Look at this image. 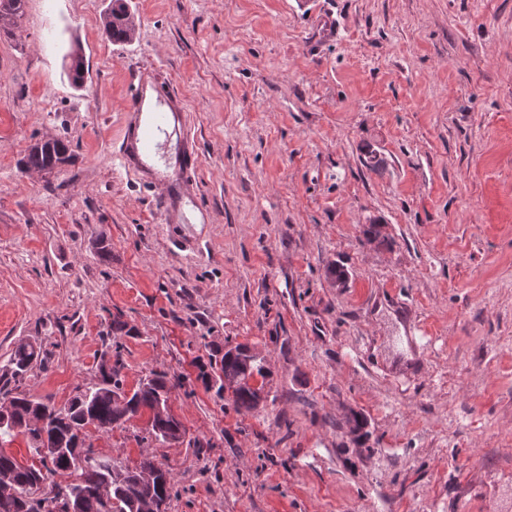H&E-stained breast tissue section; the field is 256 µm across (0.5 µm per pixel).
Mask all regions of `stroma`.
Here are the masks:
<instances>
[{"mask_svg": "<svg viewBox=\"0 0 512 512\" xmlns=\"http://www.w3.org/2000/svg\"><path fill=\"white\" fill-rule=\"evenodd\" d=\"M109 3L0 34V369L42 345L21 387L59 407L116 340L125 389L178 378L183 440L92 434L168 512H512V0H129L130 44ZM146 65L199 146L174 224L116 157ZM110 2V8L103 16V36L111 42L132 41L138 30L135 13L130 9L127 0H111ZM68 151V144L61 138L37 143L28 150L23 168L50 173L66 161ZM222 374H229L239 380V384L233 389L234 402L238 409L251 411L257 406V393L259 388H255L250 382L256 375L263 376L264 368L257 363L256 356H241L238 352L233 353L228 350L224 353L221 361ZM259 404V403H258Z\"/></svg>", "mask_w": 512, "mask_h": 512, "instance_id": "stroma-1", "label": "stroma"}]
</instances>
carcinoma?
Masks as SVG:
<instances>
[{
  "label": "carcinoma",
  "mask_w": 512,
  "mask_h": 512,
  "mask_svg": "<svg viewBox=\"0 0 512 512\" xmlns=\"http://www.w3.org/2000/svg\"><path fill=\"white\" fill-rule=\"evenodd\" d=\"M25 0H0V30L10 34L17 28L24 13ZM138 27L135 13L127 0H111L109 10L103 16L102 34L108 41L130 42L135 39ZM69 151L65 140L57 138L37 143L28 150L23 168L50 173L64 163ZM43 361L42 346L19 344L10 355L5 374L16 380L26 374L34 364ZM124 368L120 354H115L110 375L87 391H78L66 405L55 404L34 398L22 391L10 390L0 394L9 398L14 426L29 437L32 452L47 442L57 439L81 437V442L91 454L90 459L80 465L58 456L41 459L45 475H65L68 481L49 483L50 490L44 496L36 497L40 485L33 472L19 464L16 458L0 453V475L8 477L9 492L0 494V512H20L19 504L30 503L28 512H40L41 502H50L53 508L47 512H67L70 497L79 502L80 512H141L144 503H151L155 512H167L170 500L169 486L157 482H141L130 479L106 492L107 480L115 468L112 457L102 455L88 442V427L108 431L114 425L127 422L143 411L150 412L148 439L168 441L174 428L184 429L182 423L168 413L156 412L158 401H169L175 384L166 376L155 374L139 383L128 400L125 411H119L116 398L124 394L121 371ZM221 371L239 380L233 389L234 402L239 409L251 411L257 406L258 389L251 381L255 376L264 375V368L255 356H242L228 350L221 361Z\"/></svg>",
  "instance_id": "1"
}]
</instances>
